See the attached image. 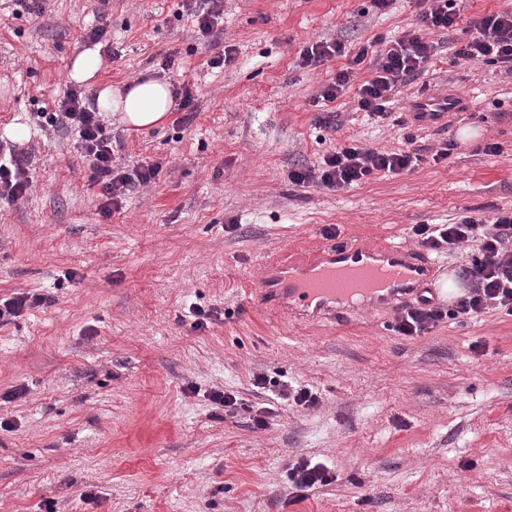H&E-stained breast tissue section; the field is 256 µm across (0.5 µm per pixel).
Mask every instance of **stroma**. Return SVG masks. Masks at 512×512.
I'll return each instance as SVG.
<instances>
[{"mask_svg":"<svg viewBox=\"0 0 512 512\" xmlns=\"http://www.w3.org/2000/svg\"><path fill=\"white\" fill-rule=\"evenodd\" d=\"M419 12L417 0H224L202 41L183 0H45L39 15L0 0V142L28 129L15 146L31 177L22 198L0 200V301L49 299L0 324V512H512V315L490 308L407 337L388 309L298 324L255 298L262 263L291 247L409 245L412 225L512 207V75L454 61L462 30L427 32L440 50L384 120L355 111L351 88L320 100L345 58L300 64L307 43L354 52L416 29ZM95 27L117 55L79 86L87 105L156 74L195 95L189 119L174 111L139 132L100 115L114 172L160 168L108 215L74 135L38 116L76 87L69 65ZM227 45L234 61L211 67ZM175 51L184 72L160 71ZM421 93L467 108L416 129L406 112ZM487 142L501 154L483 155ZM351 144L423 159L340 191L289 181ZM286 383L317 404L280 399ZM215 391L238 407H217ZM301 459L335 481L293 493Z\"/></svg>","mask_w":512,"mask_h":512,"instance_id":"1","label":"stroma"}]
</instances>
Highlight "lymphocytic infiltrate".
<instances>
[{
    "instance_id": "lymphocytic-infiltrate-1",
    "label": "lymphocytic infiltrate",
    "mask_w": 512,
    "mask_h": 512,
    "mask_svg": "<svg viewBox=\"0 0 512 512\" xmlns=\"http://www.w3.org/2000/svg\"><path fill=\"white\" fill-rule=\"evenodd\" d=\"M418 15L421 29L450 31L458 25L457 0H419ZM420 29V31H421ZM420 31L386 39L377 38L376 50L360 49L348 55L343 42L316 41L300 52L302 63L317 67L332 57L345 58L333 82L320 91L322 100L332 102L346 88L357 86L356 108L368 116L384 120L390 114L391 95L398 84L413 80L437 53L435 42L426 40ZM457 59L499 65L512 72V10L485 14L474 20L468 39L456 49ZM370 63L372 76L355 83L356 71ZM45 125L64 126L75 131L80 148L91 161L96 182L101 183L107 199H114L132 182L148 183L158 173L146 167L135 175L114 173L112 170V139L100 123L95 111L86 106L81 91L70 90L60 101L59 109L43 115ZM418 151L381 152L357 145L328 152L316 167H298L289 172V180L299 186H317L342 190L378 172L400 173L420 162ZM411 231L420 245L431 251H452L460 245L474 242L478 252L463 271L469 292L454 308L424 298L405 309L397 318L396 331L403 336L425 334L445 317L478 316L488 308L504 309L512 314V208L498 210L493 220L480 215L463 216L454 224H416Z\"/></svg>"
}]
</instances>
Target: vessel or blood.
I'll use <instances>...</instances> for the list:
<instances>
[{"label": "vessel or blood", "mask_w": 512, "mask_h": 512, "mask_svg": "<svg viewBox=\"0 0 512 512\" xmlns=\"http://www.w3.org/2000/svg\"><path fill=\"white\" fill-rule=\"evenodd\" d=\"M463 105L453 95L423 93L410 103L409 116L415 126L435 128ZM437 268L422 250L400 243L335 241L266 261L256 295L269 315L333 324L370 306L412 302L431 287Z\"/></svg>", "instance_id": "obj_1"}]
</instances>
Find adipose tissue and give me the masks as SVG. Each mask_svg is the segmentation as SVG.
Listing matches in <instances>:
<instances>
[{"label":"adipose tissue","instance_id":"ef3b65f1","mask_svg":"<svg viewBox=\"0 0 512 512\" xmlns=\"http://www.w3.org/2000/svg\"><path fill=\"white\" fill-rule=\"evenodd\" d=\"M99 111L118 116L133 129L162 125L174 107L170 84L161 78L136 81L127 88L108 86L97 96Z\"/></svg>","mask_w":512,"mask_h":512}]
</instances>
